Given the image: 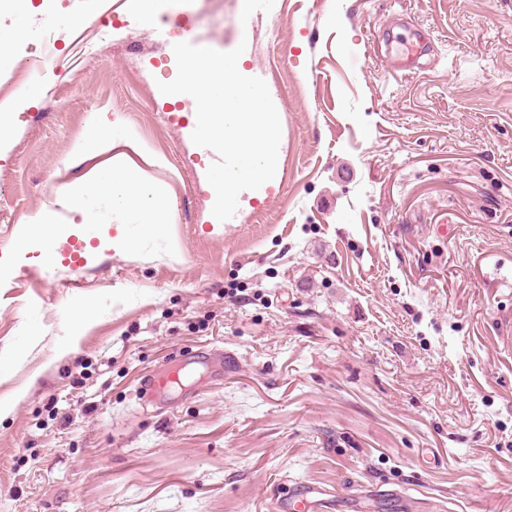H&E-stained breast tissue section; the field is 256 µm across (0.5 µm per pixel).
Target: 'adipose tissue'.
Masks as SVG:
<instances>
[{"label":"adipose tissue","mask_w":512,"mask_h":512,"mask_svg":"<svg viewBox=\"0 0 512 512\" xmlns=\"http://www.w3.org/2000/svg\"><path fill=\"white\" fill-rule=\"evenodd\" d=\"M98 193L107 194L114 208L137 211L146 232L161 231L172 221V213L156 189L120 164L92 168L63 188L65 199L73 204Z\"/></svg>","instance_id":"obj_1"}]
</instances>
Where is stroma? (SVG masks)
Segmentation results:
<instances>
[{
  "instance_id": "35a3bbf8",
  "label": "stroma",
  "mask_w": 512,
  "mask_h": 512,
  "mask_svg": "<svg viewBox=\"0 0 512 512\" xmlns=\"http://www.w3.org/2000/svg\"><path fill=\"white\" fill-rule=\"evenodd\" d=\"M394 19L424 71L388 73ZM0 38V104L40 89L0 144V512H275L298 482L336 512H512V0H0ZM180 42L244 46L281 122L223 222L196 104L158 88ZM115 154L165 231L61 203ZM199 347L233 368L143 398ZM112 130L104 132L99 126H95L85 137L81 152L85 155H98L112 148ZM178 384L172 378L171 373L154 372L145 375L141 381V388L146 391L148 399L161 400L165 398Z\"/></svg>"
}]
</instances>
